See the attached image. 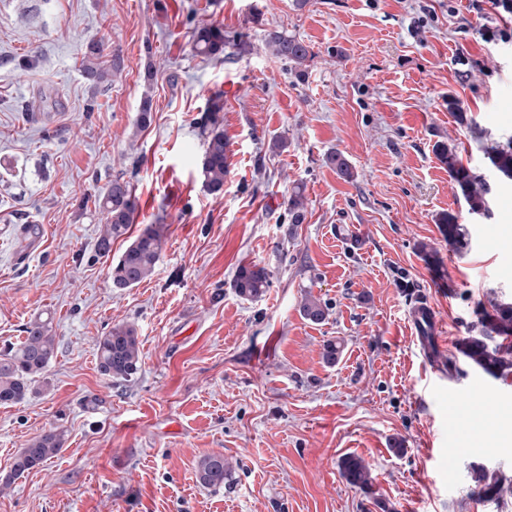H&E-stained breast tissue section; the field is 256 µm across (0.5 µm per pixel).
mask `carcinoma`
I'll use <instances>...</instances> for the list:
<instances>
[{"label": "carcinoma", "instance_id": "carcinoma-1", "mask_svg": "<svg viewBox=\"0 0 512 512\" xmlns=\"http://www.w3.org/2000/svg\"><path fill=\"white\" fill-rule=\"evenodd\" d=\"M229 40L224 30L202 27L194 36L195 52L204 56H216L224 52ZM267 46L278 58L297 65L303 64L310 55L308 45L292 36L272 31L267 35ZM101 50L96 43H90L83 59V73L93 82L99 83L108 76V69L116 70L120 61L111 60L110 67L101 61ZM209 127L205 128L204 153L201 169L206 189L212 194L220 193L229 175V143L224 135L217 114L223 110V103L214 100L210 105ZM440 161L447 166L448 175L456 189L465 199L473 215L488 212L487 195L489 184L484 177L476 174L463 164L455 147L440 143L436 146ZM490 167L502 180L512 181V145L495 146L486 150ZM328 163L342 177H353L352 167L346 157L334 152L328 155ZM96 205L106 214V224L97 238L95 252L108 257L112 252V241L124 238L134 221L136 199L130 183L120 177L112 179ZM438 223L444 238L457 252H464L470 246V236L465 225L459 223L453 213L442 215ZM166 246L165 226L148 224L139 234L129 240L121 255L111 261L109 277L112 287L134 288L146 280L155 270ZM270 287V274L256 265L239 268L234 280L237 294L247 300L262 298ZM302 315L313 323H322L329 315L327 305L311 294L301 301ZM24 339L16 346H9L0 352V405L18 404L34 391V383L43 378L54 359L58 336L51 317H36L24 328ZM512 337V302H496L493 313L480 316L471 334L462 338L458 352L472 367L492 378H506L512 374V348L504 341ZM95 355L99 371L115 381H127L140 370L141 350L137 330L130 323L116 324L95 341ZM66 443V431L51 427L33 438L14 457L10 473L4 484L21 477L25 472L47 462L58 455ZM341 475L354 487L364 489L371 484V474L365 461L357 456H346L340 463ZM229 465L221 454H209L197 463V480L206 487L224 486ZM473 494L488 500H498L506 491L507 478L496 471L483 467L475 469Z\"/></svg>", "mask_w": 512, "mask_h": 512}]
</instances>
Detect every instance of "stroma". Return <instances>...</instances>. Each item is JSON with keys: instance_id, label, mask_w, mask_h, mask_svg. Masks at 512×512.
Instances as JSON below:
<instances>
[{"instance_id": "stroma-1", "label": "stroma", "mask_w": 512, "mask_h": 512, "mask_svg": "<svg viewBox=\"0 0 512 512\" xmlns=\"http://www.w3.org/2000/svg\"><path fill=\"white\" fill-rule=\"evenodd\" d=\"M507 24L511 11L472 0H0V349L41 313L59 338L35 393L0 406V479L44 430L68 435L0 489V512H512V492L472 493L475 467L512 479V375L483 377L456 351L477 305L512 300L500 243L512 184L484 157L512 142V42L485 35ZM203 26L229 36L219 58L193 51ZM272 30L309 45L304 77L268 49ZM91 41L121 61L97 86L82 73ZM216 95L230 148L217 196L198 125ZM439 142L493 185V219L469 214ZM335 151L352 178L327 163ZM118 175L134 187V229L167 233L153 274L124 290L93 249L106 222L94 200ZM448 212L468 251L444 240ZM340 224L363 249L336 240ZM244 265L270 274L259 300L233 288ZM308 292L325 322L301 316ZM421 296L444 340L433 366L407 325ZM123 322L141 368L115 382L93 344ZM330 340L343 347L333 365ZM454 396L485 445L450 472ZM212 453L232 464L217 489L195 472ZM349 454L368 464V488L342 478ZM438 223L444 238L456 252H464L470 246V236L464 224H460L458 217L453 213L442 215Z\"/></svg>"}]
</instances>
